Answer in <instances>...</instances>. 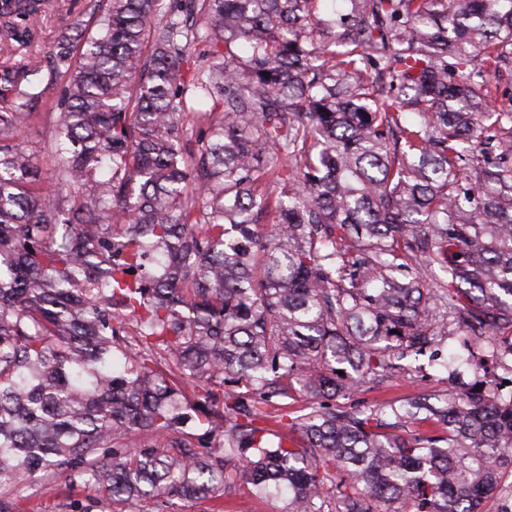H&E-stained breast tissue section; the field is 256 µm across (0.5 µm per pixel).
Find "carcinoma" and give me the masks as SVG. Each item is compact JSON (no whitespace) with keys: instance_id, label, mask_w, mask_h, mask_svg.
Returning a JSON list of instances; mask_svg holds the SVG:
<instances>
[{"instance_id":"cac0c4a2","label":"carcinoma","mask_w":512,"mask_h":512,"mask_svg":"<svg viewBox=\"0 0 512 512\" xmlns=\"http://www.w3.org/2000/svg\"><path fill=\"white\" fill-rule=\"evenodd\" d=\"M50 2L0 0V35ZM321 2L85 0L0 70V512L64 473L113 512L238 479L483 512L512 472L478 381L345 403L450 328L512 337V0ZM53 85L49 187L23 137Z\"/></svg>"}]
</instances>
